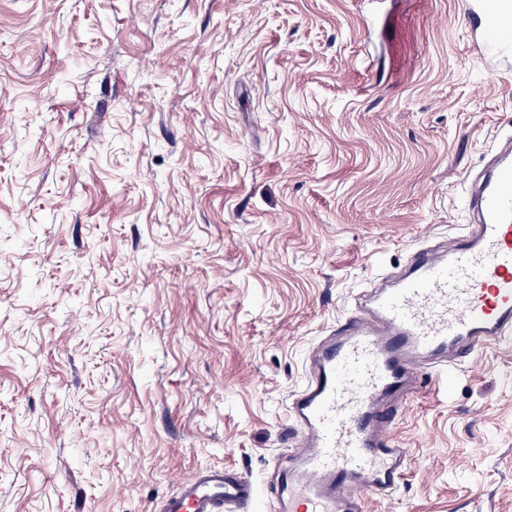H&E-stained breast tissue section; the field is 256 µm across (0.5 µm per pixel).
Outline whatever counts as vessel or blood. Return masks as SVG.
Instances as JSON below:
<instances>
[{
	"label": "vessel or blood",
	"instance_id": "vessel-or-blood-1",
	"mask_svg": "<svg viewBox=\"0 0 512 512\" xmlns=\"http://www.w3.org/2000/svg\"><path fill=\"white\" fill-rule=\"evenodd\" d=\"M465 10L477 58L511 69L512 0H466ZM476 184L470 232L416 250L392 287L368 291L316 346L290 404L297 438L274 512H366L367 498L388 496L405 475L395 421L423 370L512 340V158L494 159ZM255 495L237 469L207 468L159 512H246Z\"/></svg>",
	"mask_w": 512,
	"mask_h": 512
}]
</instances>
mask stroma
<instances>
[{
    "instance_id": "35a3bbf8",
    "label": "stroma",
    "mask_w": 512,
    "mask_h": 512,
    "mask_svg": "<svg viewBox=\"0 0 512 512\" xmlns=\"http://www.w3.org/2000/svg\"><path fill=\"white\" fill-rule=\"evenodd\" d=\"M462 0H0V512H157L236 466L357 295L463 235L512 71ZM426 372L368 512H512V345Z\"/></svg>"
}]
</instances>
